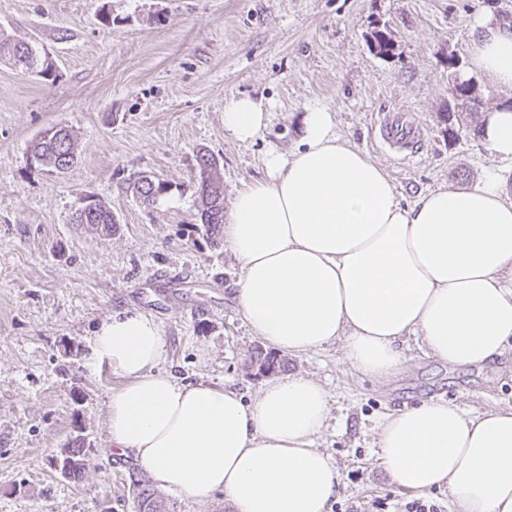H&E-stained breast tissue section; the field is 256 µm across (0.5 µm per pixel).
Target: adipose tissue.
Listing matches in <instances>:
<instances>
[{"label": "adipose tissue", "instance_id": "1", "mask_svg": "<svg viewBox=\"0 0 512 512\" xmlns=\"http://www.w3.org/2000/svg\"><path fill=\"white\" fill-rule=\"evenodd\" d=\"M471 59L512 89V20L477 13ZM268 104L224 102L236 141L260 137ZM483 139L512 160V102L491 109ZM266 176L233 197L224 242L240 270L232 298L252 336L294 357L341 343L360 375L383 382L418 337L449 366L487 365L512 342V201L493 173L402 203L384 168L314 105L293 151L269 150ZM158 323L129 313L101 323L94 359L128 377L106 401L108 442L132 452L154 484L191 497L220 490L230 512H329L341 474L314 440L329 394L293 373L251 400L159 371ZM377 446L391 481L446 488L458 512H512V406L471 417L440 398L384 415Z\"/></svg>", "mask_w": 512, "mask_h": 512}]
</instances>
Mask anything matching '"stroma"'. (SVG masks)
Listing matches in <instances>:
<instances>
[{"label":"stroma","instance_id":"1","mask_svg":"<svg viewBox=\"0 0 512 512\" xmlns=\"http://www.w3.org/2000/svg\"><path fill=\"white\" fill-rule=\"evenodd\" d=\"M512 19V0H0V31L36 42L48 75L0 59V512H138L129 483L134 455L115 463L105 401L125 379L91 357L96 325L139 312L160 326L164 370L186 384H234L250 398L265 381L247 369L258 340L237 312L239 275L226 246L191 232L196 154L218 158L224 199L263 177L270 148L292 150L310 104L336 114L338 133L382 164L403 202L441 186L465 188L496 172L512 199V161L482 139L449 138L448 56L475 78L488 105L512 100L475 76L468 42L478 9ZM387 24L392 57L368 37ZM272 106L253 143L224 130V100ZM402 112L422 133L404 161L374 138L380 114ZM67 126L76 164L65 173L29 164L45 128ZM165 180L148 207L131 186ZM110 207L120 231L104 237L73 220L84 196ZM388 382L355 373L341 344L289 357L331 396L316 446L343 477L332 512H404L413 491L379 461L380 417L444 398L472 415L512 406V346L486 367L451 368L416 338ZM93 447L77 481L52 458L75 430Z\"/></svg>","mask_w":512,"mask_h":512}]
</instances>
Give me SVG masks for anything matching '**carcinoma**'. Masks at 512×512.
Wrapping results in <instances>:
<instances>
[{
  "label": "carcinoma",
  "mask_w": 512,
  "mask_h": 512,
  "mask_svg": "<svg viewBox=\"0 0 512 512\" xmlns=\"http://www.w3.org/2000/svg\"><path fill=\"white\" fill-rule=\"evenodd\" d=\"M369 42L372 50L381 57L391 56L394 44L387 26L374 27ZM7 57L18 65L28 69L39 62L37 48L26 42L13 41L0 35V58ZM459 59L448 56V72L453 80L448 84V94L454 102L453 110L444 113L443 121L448 123V136L456 138L459 131L454 125L455 114L467 111L478 119L473 128L474 134H479L485 113L481 112L484 100L479 93L477 83L471 78L458 75ZM29 153L33 160L40 165H50L59 172L69 170L76 163L73 137L70 131L62 126H53L42 131L33 141ZM194 194L199 201L200 223L191 225L194 232L200 234L212 246L224 241V185L221 181L216 158L207 151L197 155V175L193 183ZM133 193L145 205L150 206L159 202L168 193V184L157 177L153 182L142 185L135 182ZM76 222L86 224L103 236H112L119 231L120 224L112 214V210L103 203L94 200L82 205L76 213ZM288 362L280 355L255 347L249 355V368L258 374L267 372L278 373L286 370ZM89 448L91 443L86 441L82 432L69 437L61 448L60 456L68 461V468L62 476L79 480L90 465ZM132 490L137 498L139 512H163L162 501L152 488L149 479L140 474L130 478Z\"/></svg>",
  "instance_id": "carcinoma-1"
}]
</instances>
